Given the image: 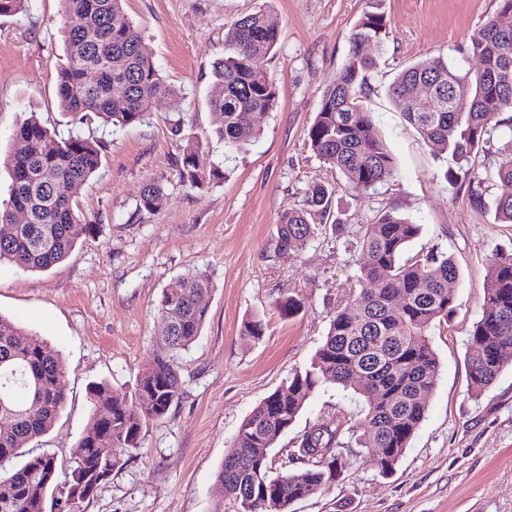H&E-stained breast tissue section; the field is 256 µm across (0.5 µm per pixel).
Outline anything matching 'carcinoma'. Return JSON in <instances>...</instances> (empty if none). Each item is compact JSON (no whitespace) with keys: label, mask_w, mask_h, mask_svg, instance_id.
Instances as JSON below:
<instances>
[{"label":"carcinoma","mask_w":512,"mask_h":512,"mask_svg":"<svg viewBox=\"0 0 512 512\" xmlns=\"http://www.w3.org/2000/svg\"><path fill=\"white\" fill-rule=\"evenodd\" d=\"M29 0H0V18L27 10ZM125 0H64L66 64L60 69L57 96L73 125L126 128L145 121L154 101L168 97L181 112L182 94L141 50V33L127 16ZM387 21L365 13L350 38L351 51L324 91L308 129L315 156L335 169L348 187L367 192L394 174V159L374 130L372 113L361 97L377 58L362 46L382 47ZM279 41V30L262 10L236 18L224 32V56L213 62L208 106L214 133L224 146L242 149L256 137L243 123L246 112H270L278 88L266 61ZM464 53L479 59L473 72L444 56L405 67L389 88L404 104L403 114L435 157L452 158L458 169L448 181L469 177L465 163L475 151L508 132L512 143V28L488 21L470 38ZM24 148L0 157L10 183L0 201V262L22 271L44 272L63 261L93 227L83 223L77 189L101 166V143L72 131L63 136L45 127L32 112L15 129ZM178 181L190 188L223 178L209 162L203 141H188L177 160ZM332 191L314 182L304 208L284 212L277 224V248L288 250L316 235L313 216L327 219ZM165 191L156 183L143 188L139 210L159 207ZM17 212L27 222L14 220ZM497 220L512 224V196L495 202ZM420 225L385 209L361 224L363 262L357 287L336 310L310 363L295 371L281 389L266 397L244 419L224 456L217 480L241 512H264L259 502L278 504L276 512L306 499L336 480L357 458L355 449L374 448L372 461L391 472L425 420L440 363L430 330L448 318L454 293L448 283L458 269L440 247L403 258ZM213 283L199 271L181 276L162 290L158 304L161 334L155 340L154 368L140 377L135 398L113 395L107 384L89 387L91 417L73 450L70 468L59 473L54 457L32 455L20 466L4 463L22 447L46 434L64 407L67 367L35 335L0 315V512H46L52 486L67 494L96 493L142 445L143 430L165 418L182 396L177 355L200 336L208 319ZM285 316L297 314L301 301L292 295L276 300ZM512 353V254L496 257L489 268L481 318L471 330L465 353L468 387L480 397L509 365ZM335 384L364 397L361 424L339 405L322 411L289 454L298 466L272 471L268 454L286 434L309 397L322 385Z\"/></svg>","instance_id":"cac0c4a2"}]
</instances>
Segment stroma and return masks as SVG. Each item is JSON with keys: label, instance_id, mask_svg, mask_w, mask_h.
<instances>
[{"label": "stroma", "instance_id": "35a3bbf8", "mask_svg": "<svg viewBox=\"0 0 512 512\" xmlns=\"http://www.w3.org/2000/svg\"><path fill=\"white\" fill-rule=\"evenodd\" d=\"M498 0H126L142 34V49L167 82L181 89L186 134L210 130L207 104L212 65L224 54V31L238 16L264 10L280 31L269 69L277 80L275 110L254 114L259 135L245 149L214 145L210 158L224 172L204 189L175 176L179 142L169 131L170 101L155 100L148 119L104 132L97 175L77 200L93 231L72 254L46 272L0 265V315L29 329L69 367L67 398L52 429L27 451L53 456L69 468L91 407L87 389L104 382L133 398L136 382L154 365L156 306L171 280L206 272L214 290L198 340L180 353L183 395L167 417L150 423L143 445L113 471L83 512H239L216 474L242 421L288 377L307 365L358 273V237L322 233L283 252L276 224L304 207L318 181L334 195L329 223L356 226L385 207L419 224L408 254L439 246L453 256L454 309L430 333L440 362L426 418L390 474L369 458L354 463L328 488L293 504L290 512H512V366L481 397H471L466 341L482 314L484 283L497 254L512 253V224L498 223L495 201L512 194L499 181V148L478 152L472 170L478 187L448 183L439 161L406 121L389 87L405 66L443 55L460 57L474 32L498 13ZM366 12L383 14L388 27L363 104L395 162L393 178L373 191L347 188L335 170L311 152L307 131L322 95L350 53L351 31ZM64 0H29L26 13L0 21V151L16 150V123L38 113L46 127L70 129L58 106ZM165 189L154 212L139 210L143 187ZM479 190L481 202L471 192ZM303 302L293 316L275 300ZM264 334L243 336L251 316ZM358 418L361 399L324 387L306 402L269 454L273 469L328 403Z\"/></svg>", "mask_w": 512, "mask_h": 512}]
</instances>
